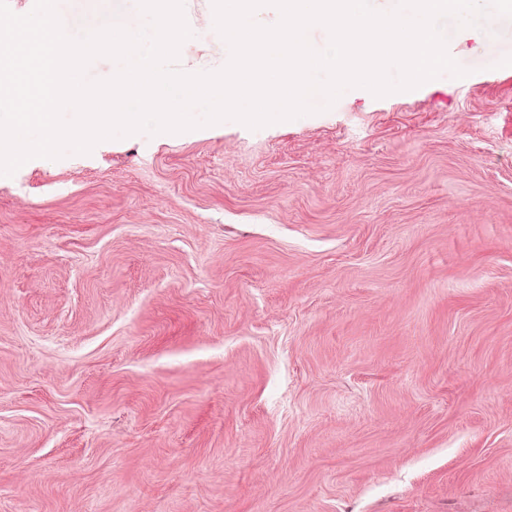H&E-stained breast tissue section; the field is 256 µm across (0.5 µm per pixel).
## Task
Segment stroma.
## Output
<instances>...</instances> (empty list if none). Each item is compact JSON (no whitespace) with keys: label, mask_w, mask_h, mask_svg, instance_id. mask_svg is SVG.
I'll return each instance as SVG.
<instances>
[{"label":"stroma","mask_w":512,"mask_h":512,"mask_svg":"<svg viewBox=\"0 0 512 512\" xmlns=\"http://www.w3.org/2000/svg\"><path fill=\"white\" fill-rule=\"evenodd\" d=\"M449 29L461 79L0 177V512H512V18Z\"/></svg>","instance_id":"35a3bbf8"}]
</instances>
